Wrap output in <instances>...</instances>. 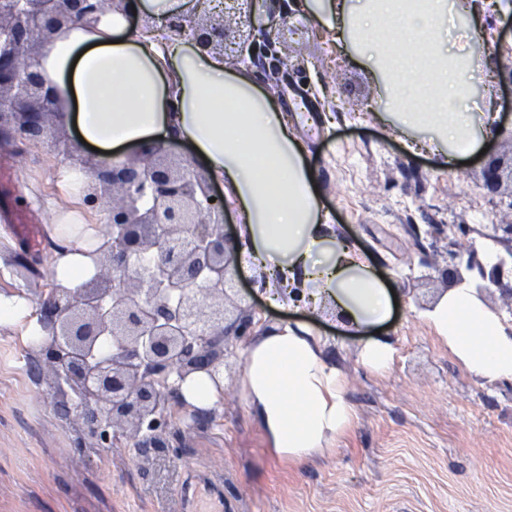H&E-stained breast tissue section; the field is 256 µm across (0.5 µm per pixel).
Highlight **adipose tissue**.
Segmentation results:
<instances>
[{"instance_id": "ef3b65f1", "label": "adipose tissue", "mask_w": 512, "mask_h": 512, "mask_svg": "<svg viewBox=\"0 0 512 512\" xmlns=\"http://www.w3.org/2000/svg\"><path fill=\"white\" fill-rule=\"evenodd\" d=\"M131 4L139 28L109 2L94 28L69 27L44 45L41 70L61 100L65 124L105 162L146 143L188 146L239 214L235 265L262 271L257 287L265 301L287 309L296 298L308 300L315 313L366 337L367 366L389 370L393 350L371 333L389 320L392 293L365 254L333 236L293 119L246 72L227 68L222 54L162 30L166 16L178 12L193 22L216 11L215 0ZM304 9L343 53L384 36L383 45L356 61L380 74L387 117L407 131L410 152L435 153L452 170L494 137L492 109L464 108L471 97L467 62L470 48L494 41L487 17L512 14V0H304ZM457 14L467 21L465 51L441 39ZM52 236L56 282L72 287L88 279L90 254L104 237L85 211L58 209ZM423 317L470 372L512 381V333L474 289H452ZM0 325L46 339L19 294L0 293ZM243 382L274 457L303 461L353 425L343 383L306 324L266 330L246 353Z\"/></svg>"}]
</instances>
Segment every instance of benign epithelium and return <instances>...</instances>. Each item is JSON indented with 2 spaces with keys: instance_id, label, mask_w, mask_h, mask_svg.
<instances>
[{
  "instance_id": "7a95c632",
  "label": "benign epithelium",
  "mask_w": 512,
  "mask_h": 512,
  "mask_svg": "<svg viewBox=\"0 0 512 512\" xmlns=\"http://www.w3.org/2000/svg\"><path fill=\"white\" fill-rule=\"evenodd\" d=\"M186 29L173 14L165 28L189 33L201 50L227 51L288 80V57L276 49L274 19L258 18L254 0ZM106 0H0V138L50 143L66 156L50 117H61L55 91L40 72L41 45L66 26L88 27ZM80 193L92 211L106 209L110 232L93 253L95 273L79 288L52 286L40 303L48 343L34 346L39 367L59 385V409L75 425L72 447L110 448L119 435L136 441L142 464L171 441V407L186 405L180 385L199 374L224 387L229 340L253 335L254 314L235 300L233 238L224 193L195 161L163 144L136 148L112 164L83 163ZM215 202H210V199ZM506 256L469 255L467 270L512 297V224L493 225Z\"/></svg>"
}]
</instances>
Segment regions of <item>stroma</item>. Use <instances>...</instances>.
<instances>
[{
  "mask_svg": "<svg viewBox=\"0 0 512 512\" xmlns=\"http://www.w3.org/2000/svg\"><path fill=\"white\" fill-rule=\"evenodd\" d=\"M291 84L249 72L259 87L296 116L332 229L364 253L394 291L396 315L382 332L394 351L389 371L362 360L365 337L344 332L307 310L269 308L252 293L253 274L239 275L242 305L255 312V334L272 322L311 326L323 356L336 368L355 412L351 430L295 464L272 457L268 436L247 400L244 353L231 341L224 393L206 429L183 431L181 459L157 458L141 468L134 443L71 447L54 394L32 361L33 348L16 329L0 326V512H512V382L472 374L422 314L450 289L446 237L433 224H464L465 250L484 253L493 225L512 222V56L475 51L471 76L483 69L498 82L469 106H493L502 121L484 154L455 170L439 158L408 152L400 133L379 122L381 82L370 70L337 63L330 37L316 29L282 48ZM496 161L498 195L482 170ZM64 156L47 146L22 156L0 153V292L38 304L52 281V214L19 207L17 197L58 198ZM421 233L425 252L413 245ZM26 253L28 268L15 262Z\"/></svg>",
  "mask_w": 512,
  "mask_h": 512,
  "instance_id": "stroma-1",
  "label": "stroma"
}]
</instances>
